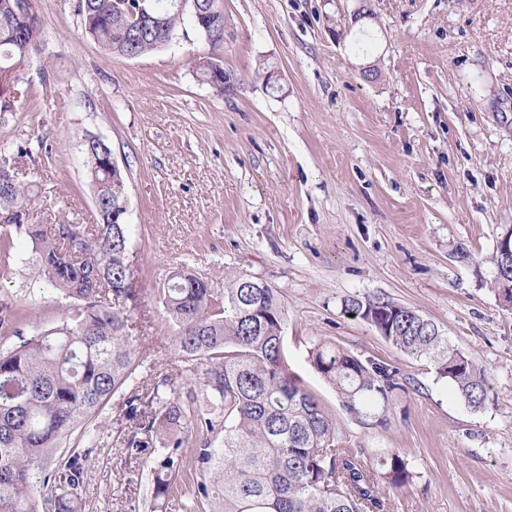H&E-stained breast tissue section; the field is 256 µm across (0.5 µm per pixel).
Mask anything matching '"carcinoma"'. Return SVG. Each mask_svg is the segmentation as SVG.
<instances>
[{"mask_svg": "<svg viewBox=\"0 0 512 512\" xmlns=\"http://www.w3.org/2000/svg\"><path fill=\"white\" fill-rule=\"evenodd\" d=\"M138 0H77L82 34L103 50L137 58L165 46L188 16L211 53L224 49V0H205L197 18L174 0H150L154 24L137 20ZM14 0H0V73L39 51L40 21L19 23ZM200 80L224 93L210 64ZM88 178L99 208L91 224H5L0 227V276L11 272L14 239L36 244V265L47 285L72 299L62 325L22 345L0 350V512H75L100 442L62 440L86 429L143 366L133 312L139 293L122 284L135 278L127 261V231L104 224L112 210V170L101 157L106 141L84 143ZM38 193L17 180L0 192V210L29 214ZM496 300L512 311V265L493 252ZM245 277L224 289L177 271L158 289L177 327L176 346L194 375L185 396H163V378L146 397L130 391L127 418L138 419L127 450L149 448L166 431V453L150 467L154 507L164 512H385L380 484L411 482L408 458L390 451L369 465L351 448L336 447V420L291 371L283 341L287 313L276 289L245 288ZM402 353L434 365L475 411L493 403L485 369L448 342L416 310L383 295L345 303ZM26 310L0 301V337L18 334ZM318 373L335 389L347 413L380 419L400 387L397 370L321 340L310 351ZM199 438L191 457L180 451ZM223 435L220 448L211 439Z\"/></svg>", "mask_w": 512, "mask_h": 512, "instance_id": "1", "label": "carcinoma"}]
</instances>
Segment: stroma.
<instances>
[{
	"label": "stroma",
	"mask_w": 512,
	"mask_h": 512,
	"mask_svg": "<svg viewBox=\"0 0 512 512\" xmlns=\"http://www.w3.org/2000/svg\"><path fill=\"white\" fill-rule=\"evenodd\" d=\"M32 3L41 50L17 86L24 111L0 112V147L34 146L15 162L39 188L30 223L87 224L82 142L111 145L145 387L189 379L157 295L172 272L223 289L249 277L278 291L288 365L335 417L337 447L408 457L411 483L381 489L390 512H512V311L490 290L491 254L512 228V0H224L221 94L196 75L211 51L191 22L128 59L83 36L73 0ZM375 295L432 319L488 372L493 403L468 408L431 363L347 316V300ZM0 299L29 310L2 350L58 325L69 304L26 237ZM321 339L398 370L385 424L342 410L309 361ZM125 411L115 395L96 422L103 448L78 512H153L162 443L129 455Z\"/></svg>",
	"instance_id": "obj_1"
}]
</instances>
